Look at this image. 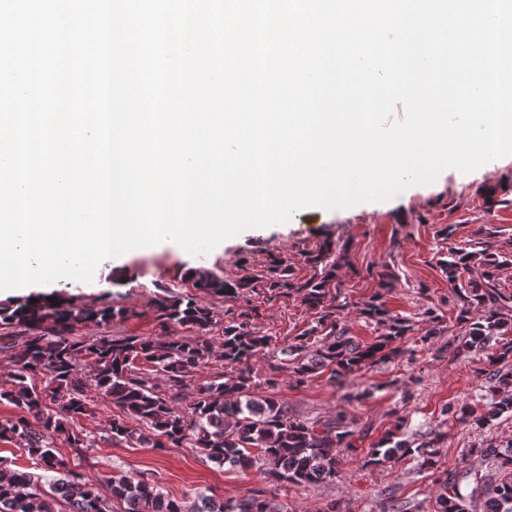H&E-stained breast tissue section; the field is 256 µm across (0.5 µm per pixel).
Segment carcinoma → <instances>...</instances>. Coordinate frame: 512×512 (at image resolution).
Returning <instances> with one entry per match:
<instances>
[{
    "instance_id": "carcinoma-1",
    "label": "carcinoma",
    "mask_w": 512,
    "mask_h": 512,
    "mask_svg": "<svg viewBox=\"0 0 512 512\" xmlns=\"http://www.w3.org/2000/svg\"><path fill=\"white\" fill-rule=\"evenodd\" d=\"M335 242L323 241L305 255L315 268L313 277L295 283L287 276L282 259L269 266L270 275L227 280L211 273L192 271L189 277L203 292L237 297L262 282L271 290L286 289L316 315V325L279 348L277 361L301 386L324 370L341 382L366 367L391 362L401 356L397 341L414 331L411 320L392 313L375 297L361 315L379 332L370 343L350 336L331 293L341 264L331 260ZM512 263L490 242L481 249L458 248L439 262L448 285L461 302L459 321L466 325L457 350L486 355L496 385L491 409L476 415L463 404L443 412L481 428L505 412H512V370L499 368L512 361V291L499 287L498 272ZM123 315L111 305L88 308L60 292L54 301L46 294L29 295L0 308V352L8 350V370L0 379V404L13 408L0 416V440L14 443L35 460L38 472L5 471L0 477V512H288V501L278 495L249 491L231 497L204 492L191 500H176L160 486L141 478L120 476L101 490L69 466L55 445L65 436L80 456L96 444L93 432L80 426L96 415L93 391L118 410L106 433L116 443L133 441L145 448H196L219 467L255 469L279 483L306 486L334 483L338 476L337 450L357 452V432L347 415L338 412L321 421L295 417L280 399L258 388L275 390L272 374L259 383L251 362L271 348L273 339L255 330L249 319L232 320L214 334L217 322L210 311L180 297L161 299L157 336H83L78 325L108 323ZM195 332L175 336L170 328ZM218 363L234 376L196 381L199 370ZM168 384L171 394L159 389L156 379ZM190 389L186 407L176 401ZM437 434L412 445L389 431L363 455V466H382L410 458L420 469H435ZM475 456L501 471L493 483L473 471L468 458ZM437 494L433 512H512V453L494 446L470 448L461 466L435 478Z\"/></svg>"
}]
</instances>
